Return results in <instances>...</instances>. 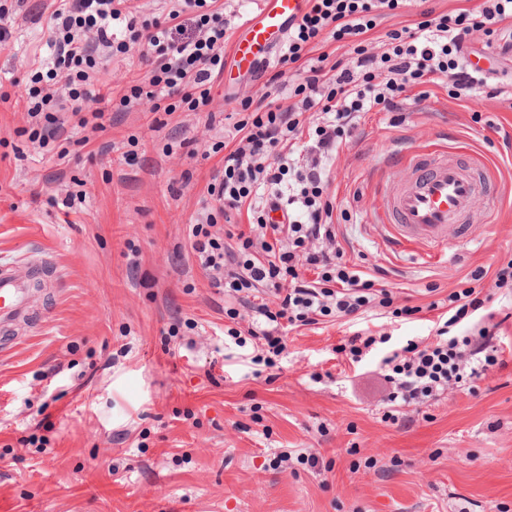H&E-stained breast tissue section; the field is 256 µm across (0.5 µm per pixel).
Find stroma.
<instances>
[{
	"label": "stroma",
	"mask_w": 512,
	"mask_h": 512,
	"mask_svg": "<svg viewBox=\"0 0 512 512\" xmlns=\"http://www.w3.org/2000/svg\"><path fill=\"white\" fill-rule=\"evenodd\" d=\"M41 11L42 0H26L0 52V261L32 252L57 268L32 297L38 322L17 326L0 354V512H512V299L494 304L505 366L407 428L382 421L379 378L337 356L343 321L281 327L277 366L254 374L224 335L225 297L187 232L230 117L246 100L266 94L285 109L294 95L237 68L230 45L211 89L218 127L148 101L123 112L120 89L147 77L133 57L99 74L113 120L94 144L44 148L18 134L27 63L45 51ZM409 95L402 111L363 114L324 197L348 214L336 226L346 259L383 269L398 298L424 306L428 284L448 292L512 256V102L454 96L435 76ZM171 133L191 150L163 155ZM443 140L479 148L497 168L499 220L448 263L387 252L372 196L386 153ZM80 186L82 208L60 206ZM186 319L195 329L164 338ZM308 450L317 465L302 461Z\"/></svg>",
	"instance_id": "35a3bbf8"
}]
</instances>
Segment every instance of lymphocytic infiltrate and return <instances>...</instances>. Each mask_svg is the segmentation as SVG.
Segmentation results:
<instances>
[{
	"label": "lymphocytic infiltrate",
	"mask_w": 512,
	"mask_h": 512,
	"mask_svg": "<svg viewBox=\"0 0 512 512\" xmlns=\"http://www.w3.org/2000/svg\"><path fill=\"white\" fill-rule=\"evenodd\" d=\"M128 0H47L48 54L34 71L45 85L27 90L29 139L48 141L68 124L90 133L104 130L102 99L94 88L100 64L137 55L149 66L147 82L128 85L119 101L132 107L145 100L179 97L192 112H209L210 90L224 72V45L230 26L222 0H169L164 18L138 22ZM409 0H307L303 15L288 27L278 66L303 62L294 88L298 103L281 110L265 99L248 100L245 115L228 136L230 149L207 194L216 204L188 227L191 254L233 300L228 318L248 309L246 330L231 327L228 337L252 346L253 364L275 367L285 349L281 324L314 326L333 317L352 323L350 336L336 352L351 364H371L383 381V421L405 423L406 408L422 411L445 395L474 390L477 381L504 364L503 351L492 342L483 282L491 280L502 294H512V259L494 272L472 270L456 288L437 297L430 309L439 313L432 336L410 340L372 358L374 346L388 336L374 333L365 321L391 310L394 317L416 318L419 307L399 305L393 292L374 275L347 261L337 241L333 206L323 198L329 170L359 127L362 113L401 111L408 89L429 74L448 78L454 91L486 89L499 96L486 77L465 63L477 18L489 21L486 45H493L495 24L512 21V0H483L478 13L422 12L415 27L387 30L383 51L367 52L363 38L379 20L399 15ZM349 41L351 60L329 61L323 48ZM318 58H310V51ZM319 109L321 120L307 126L306 112ZM232 219L247 214L249 235L218 236L216 214ZM276 302L268 304L264 296Z\"/></svg>",
	"instance_id": "lymphocytic-infiltrate-1"
}]
</instances>
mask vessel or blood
Masks as SVG:
<instances>
[{
	"mask_svg": "<svg viewBox=\"0 0 512 512\" xmlns=\"http://www.w3.org/2000/svg\"><path fill=\"white\" fill-rule=\"evenodd\" d=\"M305 0H259L236 52L248 69L270 64L276 47ZM405 168L407 179L396 186L389 173ZM385 174L376 182L378 234L386 249L430 260L454 259L460 244L477 238L470 224L480 186L493 183L496 169L477 150L462 147L403 149L388 155ZM44 263L0 262V328L28 318L26 284L45 272Z\"/></svg>",
	"mask_w": 512,
	"mask_h": 512,
	"instance_id": "vessel-or-blood-1",
	"label": "vessel or blood"
}]
</instances>
